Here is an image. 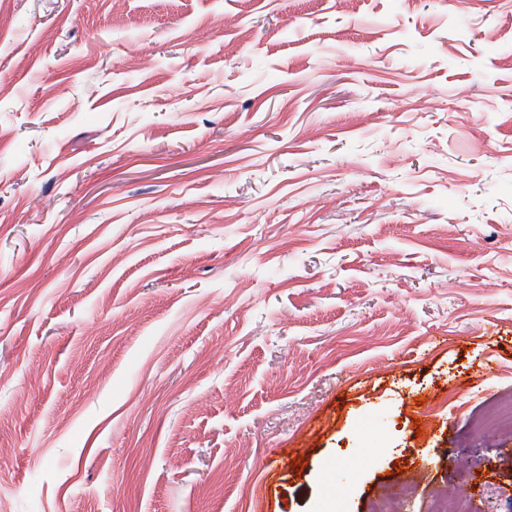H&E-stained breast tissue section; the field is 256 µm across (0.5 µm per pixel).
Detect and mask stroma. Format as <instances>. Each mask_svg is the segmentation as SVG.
I'll return each instance as SVG.
<instances>
[{
	"label": "stroma",
	"mask_w": 512,
	"mask_h": 512,
	"mask_svg": "<svg viewBox=\"0 0 512 512\" xmlns=\"http://www.w3.org/2000/svg\"><path fill=\"white\" fill-rule=\"evenodd\" d=\"M505 397L512 0H0V512H512ZM465 495L456 487L445 489L429 512H465Z\"/></svg>",
	"instance_id": "1"
}]
</instances>
